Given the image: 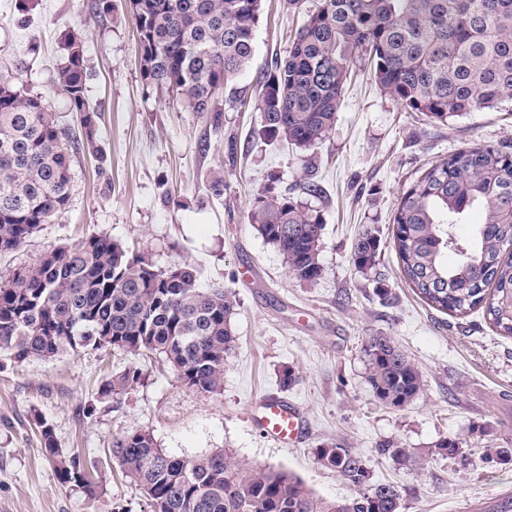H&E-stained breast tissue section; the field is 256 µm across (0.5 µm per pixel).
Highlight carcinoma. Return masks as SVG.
<instances>
[{
	"mask_svg": "<svg viewBox=\"0 0 512 512\" xmlns=\"http://www.w3.org/2000/svg\"><path fill=\"white\" fill-rule=\"evenodd\" d=\"M135 17L144 83L164 88L186 112L214 111V97L247 70L263 0H126ZM57 71L69 110L81 115L83 141L94 143L99 113L85 97L81 39L72 35ZM367 63L382 93L406 112L435 123L512 105V0H320L288 49L255 76L254 135L310 150L332 131L346 84ZM65 132L42 96L0 73V254L22 247L70 204L72 159ZM253 195L252 227L284 257L289 274L321 278L323 215L309 202L321 188L308 182L300 197ZM472 208L482 211L473 239L456 250L451 229ZM393 245L405 281L426 303L464 315L476 308L512 336V151L507 146L462 149L425 169L399 198ZM364 272L376 268L377 239L354 244ZM237 299L222 286L202 287L188 266L162 269L144 254L105 235L47 252L37 263L0 275V358L52 360L64 352L110 346L131 356L155 353L186 388L221 392L224 361L235 343ZM366 381L383 405L402 407L421 390L422 372L392 337H369ZM140 381L134 367L102 393L121 395ZM55 475L87 496L97 485L78 452L57 447L37 421ZM463 436L445 437L438 454L458 456ZM376 454L416 467L406 448ZM482 461L512 463V448H477ZM112 458L145 492L149 512H400L399 490L372 480L352 448L324 444L317 463L355 489L345 500L315 496L298 478L234 459L222 449L182 458L157 446L148 430L124 431Z\"/></svg>",
	"mask_w": 512,
	"mask_h": 512,
	"instance_id": "1",
	"label": "carcinoma"
}]
</instances>
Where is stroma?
Returning a JSON list of instances; mask_svg holds the SVG:
<instances>
[{
  "label": "stroma",
  "instance_id": "stroma-1",
  "mask_svg": "<svg viewBox=\"0 0 512 512\" xmlns=\"http://www.w3.org/2000/svg\"><path fill=\"white\" fill-rule=\"evenodd\" d=\"M92 0H0V68L42 95L59 124H79L55 78L67 35L84 42L89 104L98 110V153L72 154L67 211L22 248L0 256V274L33 265L46 251L106 235L144 252L160 268L192 265L201 285L232 291L235 346L224 362L220 394L183 387L157 356L109 347L0 365V512H148L139 486L110 456L124 431L153 433L166 453L191 458L221 448L238 460L300 478L318 497H352L353 486L318 465L320 445L338 443L367 460L372 477L396 485L401 512H489L512 494V465L448 459L440 438L463 435L479 446L512 448V337L474 310L458 316L430 307L406 283L393 248L399 194L421 172L458 149L512 145V112L494 109L428 122L402 111L357 69L331 134L315 149L265 145L252 72L229 82L214 112L183 111L172 94L149 89L140 75L136 20L125 0L111 15ZM318 0H264L254 70L285 55L306 11ZM223 175L214 190V175ZM322 188L312 204L325 221L323 275L303 283L248 222L252 194L267 184L298 195ZM379 242L378 275L353 263L356 238ZM391 336L423 374L402 408L379 404L368 388L362 353L369 337ZM136 367L141 380L123 395L101 389ZM296 381L282 384L285 370ZM269 394L299 405L305 430L283 446L253 421ZM93 408L91 417L83 409ZM52 426L63 452H80L100 485L96 497L61 485L40 442L38 420ZM407 448L412 471L377 457L381 446Z\"/></svg>",
  "mask_w": 512,
  "mask_h": 512
}]
</instances>
